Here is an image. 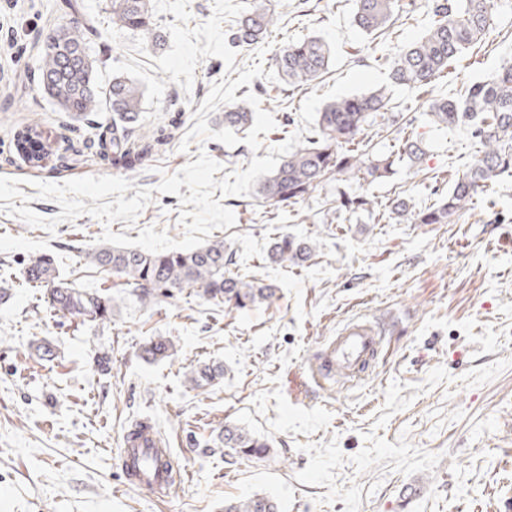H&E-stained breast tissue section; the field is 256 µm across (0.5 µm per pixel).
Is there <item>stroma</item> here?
<instances>
[{"label": "stroma", "instance_id": "obj_1", "mask_svg": "<svg viewBox=\"0 0 512 512\" xmlns=\"http://www.w3.org/2000/svg\"><path fill=\"white\" fill-rule=\"evenodd\" d=\"M76 2V10L59 11L54 0H0V177L23 180L30 208L46 219L61 208L39 197L33 181L115 173L97 155L111 114L75 119L35 81L41 38L61 27L86 22L101 31L92 50L102 67L127 59L106 35L110 0ZM405 2L383 38L357 28L355 0H289L268 51L237 48L234 66L259 60L273 69V48L318 36L332 49L328 74L312 88L324 93L335 77L384 66L426 32L425 0ZM511 57L512 0H500L485 43L453 61L432 95L455 97ZM226 74L224 62L209 57L191 89L167 82L160 118L134 133L160 141L129 175L152 200L133 225L119 220L112 232L135 239L153 226L182 239L178 196L156 191L162 175L203 152L226 171L245 170L300 129L308 91L267 81L261 107L276 126L259 150L210 139L181 151L211 85ZM394 110L398 129L423 141L420 167L400 166L382 181L329 180L296 204L223 198L236 217L216 232L231 257L227 272L276 289L271 302L246 310L197 295L142 302L123 278L84 259L107 229L99 220L83 215L49 233L0 211V281L8 289L0 299V512H224L225 501L256 494L274 498L281 512H512V176L452 224L387 217L397 197L417 210L436 202L478 149L468 126H434L419 100ZM34 122L50 145L37 167L14 147L16 133ZM343 191L373 198L375 211L341 207ZM285 234L315 240V256L301 266L270 263V242ZM44 252L65 281L109 289L111 322L55 311L25 282L27 260ZM357 315L387 323L389 352L365 381L320 390L307 366ZM156 336L173 340L174 356L144 357ZM103 352L112 358L105 372L95 364ZM212 361L223 364V380L192 389L187 371ZM143 418L169 440L182 469L164 500L124 487L120 441ZM228 425L268 440L269 454L226 455ZM417 479L424 494L404 499Z\"/></svg>", "mask_w": 512, "mask_h": 512}]
</instances>
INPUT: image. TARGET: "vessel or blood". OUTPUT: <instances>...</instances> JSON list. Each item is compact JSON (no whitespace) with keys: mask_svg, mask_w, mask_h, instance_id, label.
Returning a JSON list of instances; mask_svg holds the SVG:
<instances>
[{"mask_svg":"<svg viewBox=\"0 0 512 512\" xmlns=\"http://www.w3.org/2000/svg\"><path fill=\"white\" fill-rule=\"evenodd\" d=\"M385 336L376 324L363 318L349 321L310 363L309 372L318 386L357 376L384 351ZM120 461L125 486L149 489L157 499H166L180 473L169 453L168 442L150 422H143L138 434L124 433Z\"/></svg>","mask_w":512,"mask_h":512,"instance_id":"obj_1","label":"vessel or blood"}]
</instances>
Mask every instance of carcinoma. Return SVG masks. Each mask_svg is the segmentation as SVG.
Here are the masks:
<instances>
[{
    "label": "carcinoma",
    "mask_w": 512,
    "mask_h": 512,
    "mask_svg": "<svg viewBox=\"0 0 512 512\" xmlns=\"http://www.w3.org/2000/svg\"><path fill=\"white\" fill-rule=\"evenodd\" d=\"M150 0H110L112 26L119 31H151ZM432 22L423 36L401 48L390 60L389 80L421 94L448 70L463 52L483 40L493 29L498 0H428ZM404 9L401 0H356L355 22L367 34L379 33L393 15ZM281 19V13L261 4L241 16L227 30L233 46L262 42ZM96 30L60 28L46 38L37 71L41 93L62 112L87 116L97 110L98 97L112 112V165L131 169L139 154L131 143L140 120V88L122 76L96 88L98 67L89 53L88 35ZM331 49L319 37L292 41L275 51L273 60L285 84L303 88L320 79L331 62ZM423 106L438 126L469 124L479 144L470 168L439 201L416 211L403 200L391 202L389 213L404 224H452L504 172L512 171V60L502 62L486 81L472 84L456 99H427ZM252 112L242 103L224 109V127L245 129ZM379 123L387 129L396 123L386 87L338 97L318 112L315 136L308 144L283 157L274 171L261 178L257 197L270 204L296 203L332 178L361 173L373 181L394 173L397 163L415 166L425 154L421 138L410 132L398 140L388 156H373L360 147L363 127ZM314 243L306 238L282 235L271 243L267 259L275 264L300 266L309 261ZM95 266L111 270L139 290V298L153 301L173 298L185 290L202 292L215 305L243 309L270 301L276 289L226 273L224 240L208 242L189 251L156 254L133 248L101 245L86 253ZM24 276L34 288H46L48 304L73 318L104 323L112 318V296L101 288H79L58 278L47 255L30 258ZM171 340L157 336L144 347L150 360L172 355ZM224 377L219 363H201L190 372L196 388H206ZM224 449L238 457L261 458L269 445L237 426L224 427ZM224 512H280L276 500L254 495L245 501L224 502Z\"/></svg>",
    "instance_id": "carcinoma-1"
}]
</instances>
